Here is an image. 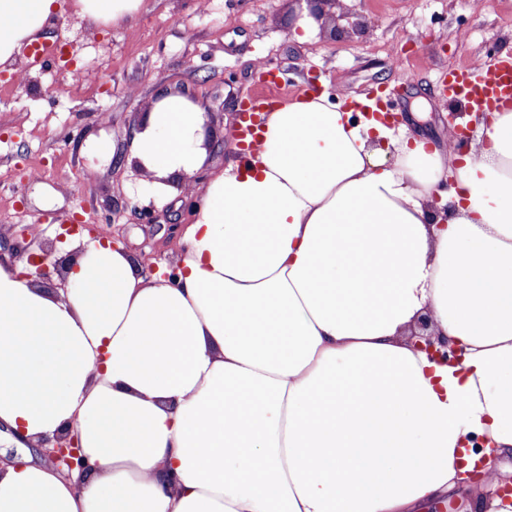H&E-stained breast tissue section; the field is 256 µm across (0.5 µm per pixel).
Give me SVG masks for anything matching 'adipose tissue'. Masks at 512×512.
<instances>
[{
    "label": "adipose tissue",
    "mask_w": 512,
    "mask_h": 512,
    "mask_svg": "<svg viewBox=\"0 0 512 512\" xmlns=\"http://www.w3.org/2000/svg\"><path fill=\"white\" fill-rule=\"evenodd\" d=\"M144 3L73 0L93 26ZM57 9L0 0L1 67ZM364 103L270 110L176 281L87 236L63 289L0 263V512H413L512 456V111L461 154ZM207 122L162 92L134 127L155 195L204 170ZM426 313L458 358L409 339ZM64 432L87 469L26 455Z\"/></svg>",
    "instance_id": "1"
}]
</instances>
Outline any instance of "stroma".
Masks as SVG:
<instances>
[{"instance_id": "35a3bbf8", "label": "stroma", "mask_w": 512, "mask_h": 512, "mask_svg": "<svg viewBox=\"0 0 512 512\" xmlns=\"http://www.w3.org/2000/svg\"><path fill=\"white\" fill-rule=\"evenodd\" d=\"M367 23L339 38L293 37L295 0H146L135 18L90 27L60 0L48 33L68 47L69 65L39 68L19 53V73L0 67V245L36 225L62 256L71 225L106 224L115 244L150 263L171 265L189 216L185 196L154 205L147 174L126 147L128 131L156 93L189 92L209 115L208 130L233 153L244 93L262 88L257 62L280 68L282 98L307 81L354 98L385 90L400 119L448 142V105L437 98L438 70L512 54V0H350Z\"/></svg>"}]
</instances>
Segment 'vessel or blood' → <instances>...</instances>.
Wrapping results in <instances>:
<instances>
[{"instance_id":"vessel-or-blood-1","label":"vessel or blood","mask_w":512,"mask_h":512,"mask_svg":"<svg viewBox=\"0 0 512 512\" xmlns=\"http://www.w3.org/2000/svg\"><path fill=\"white\" fill-rule=\"evenodd\" d=\"M61 52L62 48L57 44L34 42L27 48L31 64L41 67L55 62ZM437 90L440 98L467 111L491 113L511 107L512 57L446 72L438 81ZM266 110L264 97L257 95L245 102L244 122L234 132L238 142L257 145Z\"/></svg>"}]
</instances>
